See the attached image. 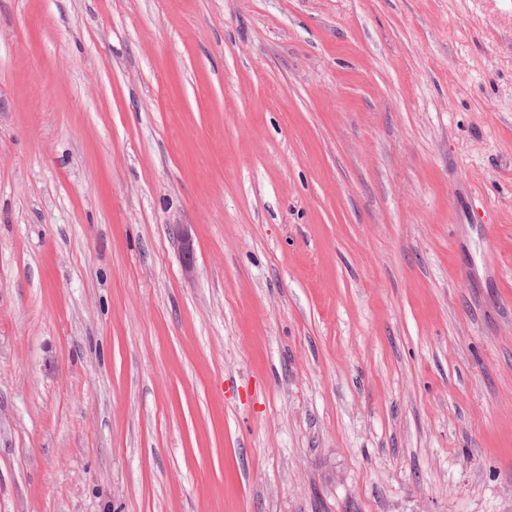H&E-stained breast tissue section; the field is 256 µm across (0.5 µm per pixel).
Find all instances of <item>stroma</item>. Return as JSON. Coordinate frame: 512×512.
Masks as SVG:
<instances>
[{
  "label": "stroma",
  "instance_id": "obj_1",
  "mask_svg": "<svg viewBox=\"0 0 512 512\" xmlns=\"http://www.w3.org/2000/svg\"><path fill=\"white\" fill-rule=\"evenodd\" d=\"M0 512H512V0H0Z\"/></svg>",
  "mask_w": 512,
  "mask_h": 512
}]
</instances>
